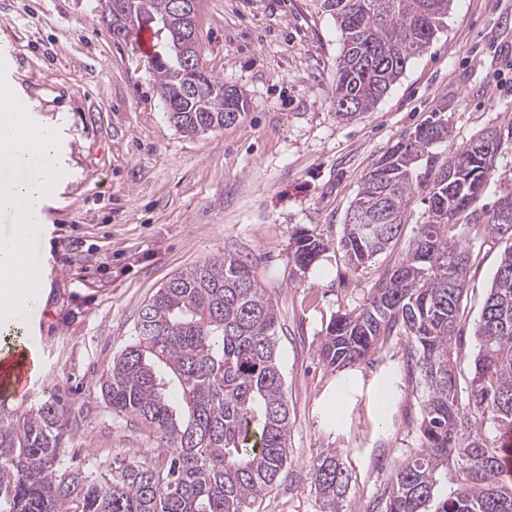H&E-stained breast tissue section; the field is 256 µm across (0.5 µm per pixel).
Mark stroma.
<instances>
[{"label":"stroma","instance_id":"35a3bbf8","mask_svg":"<svg viewBox=\"0 0 512 512\" xmlns=\"http://www.w3.org/2000/svg\"><path fill=\"white\" fill-rule=\"evenodd\" d=\"M0 29L15 43L6 78L37 123L55 126L66 172L43 201L40 374L24 394L0 393V411L59 400L73 468L154 462L155 434L113 414L100 384L141 308L173 274L236 255L252 262L276 304L290 408L288 474L259 512H319L310 465L327 448L344 451L346 512H379L396 466L417 446L407 339L390 337L338 371L319 349L332 318L358 309L405 256L427 204L415 193L399 236L360 267L340 244L347 211L372 164L421 124L447 121L451 136L435 147L444 156L512 121V0H452L425 53L373 110L348 122L332 105L341 34L313 0H201L203 61L236 86L246 109L231 127L193 136L170 124L147 54L113 38L101 0H0ZM303 229L327 249L300 271L289 245ZM505 245L486 235L470 249L459 312L463 382ZM385 382L394 401L383 411L376 392Z\"/></svg>","mask_w":512,"mask_h":512}]
</instances>
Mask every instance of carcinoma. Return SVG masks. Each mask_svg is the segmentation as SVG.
<instances>
[{"label": "carcinoma", "instance_id": "1", "mask_svg": "<svg viewBox=\"0 0 512 512\" xmlns=\"http://www.w3.org/2000/svg\"><path fill=\"white\" fill-rule=\"evenodd\" d=\"M163 47L151 65L169 122L194 135L235 124L246 102L207 69L188 42L176 0H126ZM341 33L333 99L336 118L374 108L424 53L451 0H315ZM438 119L419 126L378 159L350 204L342 245L362 265L398 236L415 190L427 221L397 265L357 310L334 318L320 346L328 366L352 367L379 340L407 338V373L421 395L417 451L384 489L381 512H512V477L486 436L512 430V245L501 255L479 320L478 353L466 387L456 374L455 336L470 251L480 236L512 232V186L489 208L481 198L507 132L489 129L441 161L448 139ZM327 250L300 231L291 244L300 270ZM274 301L246 260L212 258L174 274L141 309L135 337L113 357L101 384L107 407L151 426L164 443L155 464L103 471L64 466L66 411L55 401L0 417V512H253L285 474L290 409L278 359ZM457 487L441 497L448 471ZM320 512H344L349 474L340 448L311 463Z\"/></svg>", "mask_w": 512, "mask_h": 512}]
</instances>
